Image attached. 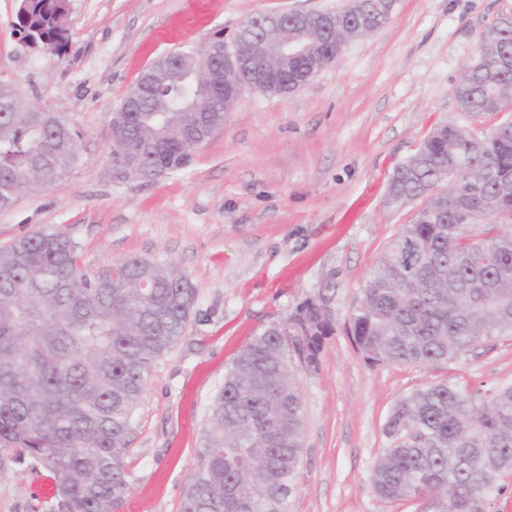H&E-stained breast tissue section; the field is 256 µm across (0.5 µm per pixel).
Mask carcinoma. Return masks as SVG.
Wrapping results in <instances>:
<instances>
[{
	"label": "carcinoma",
	"instance_id": "1",
	"mask_svg": "<svg viewBox=\"0 0 512 512\" xmlns=\"http://www.w3.org/2000/svg\"><path fill=\"white\" fill-rule=\"evenodd\" d=\"M354 10L377 28L390 19L378 0H358ZM12 27L45 53L65 55L69 32L58 0H32ZM310 28L325 44L359 36L342 17L334 31L315 21ZM478 50L456 100L466 114L499 115L512 108V18L484 31ZM202 98L191 80L160 76L140 110L125 117L112 164L135 155L142 179L185 168L192 137L224 128L222 112L185 111ZM78 138L0 80V211L74 167ZM388 196L421 206L381 255L344 325L363 359L435 364L512 335V116L487 134L457 122L438 126L394 168ZM332 297L320 289L237 352L212 402L180 512H288L305 431L298 373L317 368L323 340L335 331ZM195 300L173 264L130 257L84 271L76 242L52 227L0 248V460L29 457L48 473L57 512H120L131 492V415L155 360L183 336ZM286 334L297 337L294 346ZM384 432L390 446L370 476L384 503L492 512L507 491L512 385L416 389L393 406Z\"/></svg>",
	"mask_w": 512,
	"mask_h": 512
}]
</instances>
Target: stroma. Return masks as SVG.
I'll list each match as a JSON object with an SVG mask.
<instances>
[{"label":"stroma","instance_id":"stroma-1","mask_svg":"<svg viewBox=\"0 0 512 512\" xmlns=\"http://www.w3.org/2000/svg\"><path fill=\"white\" fill-rule=\"evenodd\" d=\"M347 2L71 0L58 59L20 45L17 0H0V79L62 116L81 147L60 181L0 212V248L50 226L76 242L85 271L139 257L175 264L196 291L184 335L155 362L131 420L123 512H179L233 355L322 288L334 291L338 329L317 368L299 374L304 451L288 512H423L419 500L382 503L371 487L395 403L435 383L512 385L510 335L448 362L391 365L366 362L343 330L419 207L390 201L394 167L441 123L483 133L495 125L461 112L455 87L478 59L481 32L512 13V0H396L387 24L352 40L297 92L244 91L185 168L143 180L112 166V114L158 57L231 36L256 13ZM50 486L32 460L1 461L0 512H50Z\"/></svg>","mask_w":512,"mask_h":512}]
</instances>
